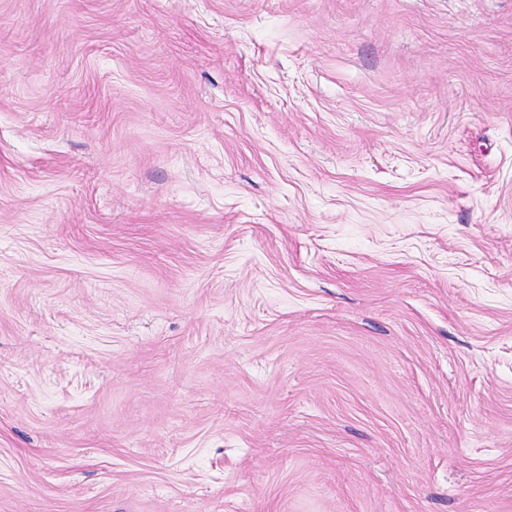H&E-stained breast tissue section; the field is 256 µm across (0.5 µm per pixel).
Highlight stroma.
I'll return each mask as SVG.
<instances>
[{"label":"stroma","mask_w":512,"mask_h":512,"mask_svg":"<svg viewBox=\"0 0 512 512\" xmlns=\"http://www.w3.org/2000/svg\"><path fill=\"white\" fill-rule=\"evenodd\" d=\"M0 512H512V0H0Z\"/></svg>","instance_id":"stroma-1"}]
</instances>
